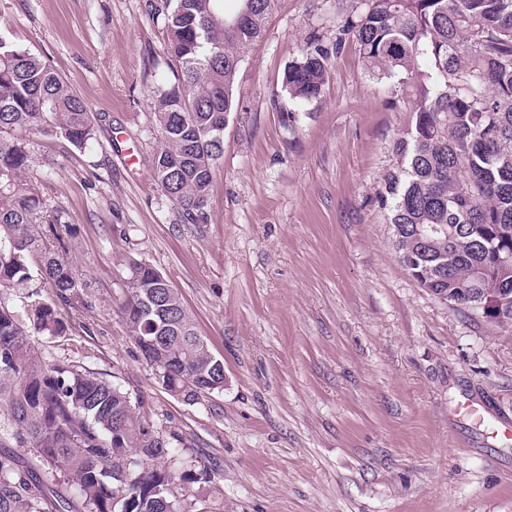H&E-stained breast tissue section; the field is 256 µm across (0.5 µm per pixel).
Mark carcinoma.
I'll use <instances>...</instances> for the list:
<instances>
[{"label": "carcinoma", "instance_id": "carcinoma-1", "mask_svg": "<svg viewBox=\"0 0 512 512\" xmlns=\"http://www.w3.org/2000/svg\"><path fill=\"white\" fill-rule=\"evenodd\" d=\"M274 0H164L174 83L158 90L161 145L156 179L179 221H205L217 135L232 112V86ZM348 31L367 68L397 80L392 105L405 113L382 176L399 260L428 292L512 322V0H364ZM328 54L318 45L288 66L282 88L297 105L320 98ZM97 117L51 68L0 37V288H27L31 266L66 300L81 284L47 244L42 226H67L24 174L33 130L85 149ZM121 305L125 324L162 386L193 397L220 391L223 367L198 335L181 296L158 270L133 263ZM25 325L0 298V440L33 449L0 452V512H211L208 469L168 467L179 435L166 439L126 393L89 372L45 365L30 332L58 336L51 302L27 294ZM150 461L136 469L132 460ZM199 485L176 501L174 479Z\"/></svg>", "mask_w": 512, "mask_h": 512}]
</instances>
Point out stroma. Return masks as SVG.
<instances>
[{
  "label": "stroma",
  "instance_id": "1",
  "mask_svg": "<svg viewBox=\"0 0 512 512\" xmlns=\"http://www.w3.org/2000/svg\"><path fill=\"white\" fill-rule=\"evenodd\" d=\"M159 3L0 0V36L101 119L88 150L32 137L83 284L65 301L43 289L65 331L32 349L178 434L174 469L208 468L215 512H512V324L451 308L399 262L377 193L403 115L343 34L363 0H276L238 66L201 224L153 173L154 100L173 78ZM315 40L329 80L298 107L284 72ZM135 262L181 294L223 390L186 401L158 383L120 310ZM466 397L487 420H454Z\"/></svg>",
  "mask_w": 512,
  "mask_h": 512
}]
</instances>
